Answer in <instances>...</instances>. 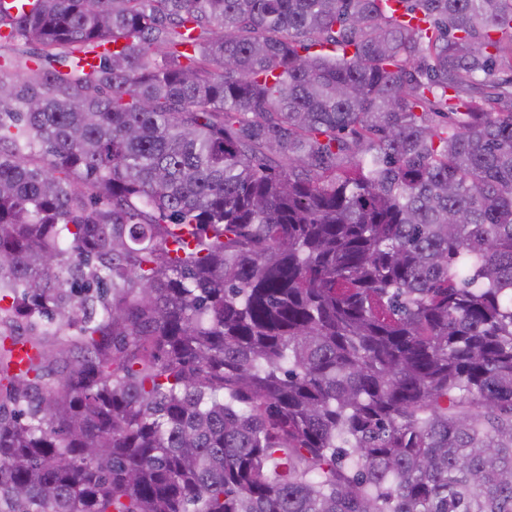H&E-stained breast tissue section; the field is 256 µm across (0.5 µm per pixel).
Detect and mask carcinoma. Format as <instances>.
Listing matches in <instances>:
<instances>
[{
  "instance_id": "1",
  "label": "carcinoma",
  "mask_w": 512,
  "mask_h": 512,
  "mask_svg": "<svg viewBox=\"0 0 512 512\" xmlns=\"http://www.w3.org/2000/svg\"><path fill=\"white\" fill-rule=\"evenodd\" d=\"M504 70L512 0L0 5V512H512Z\"/></svg>"
}]
</instances>
